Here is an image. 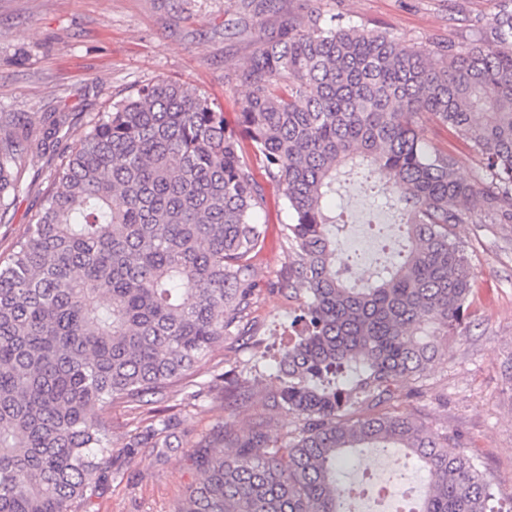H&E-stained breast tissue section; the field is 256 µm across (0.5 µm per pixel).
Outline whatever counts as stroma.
<instances>
[{
    "instance_id": "stroma-1",
    "label": "stroma",
    "mask_w": 512,
    "mask_h": 512,
    "mask_svg": "<svg viewBox=\"0 0 512 512\" xmlns=\"http://www.w3.org/2000/svg\"><path fill=\"white\" fill-rule=\"evenodd\" d=\"M346 21L380 27L423 50L438 38L463 39L448 12V0H326ZM308 0H281L280 11L251 14L237 0H0V113L29 118L40 129L44 113L99 112L164 76L189 84L216 99L229 128L237 126L242 87L225 73L247 62L260 40L274 32L283 15L305 11ZM421 136L430 150L458 160L462 180L477 181L480 157L453 130L429 114L420 117ZM54 162L34 154L26 163V189L0 221V256L22 237L39 209ZM265 204L257 212L266 238L255 258L257 303L250 334L227 341L190 385L159 403L160 415L174 423L170 452L150 449L128 454L125 444L140 420L112 407V471L78 512H177L194 485L191 454L218 423L232 417L239 432L256 418L273 431L294 430L298 421L275 410L279 381L271 360L301 298L273 289L270 274L287 260L282 229L289 216L277 184L264 182ZM329 206L342 213L340 236L362 231L369 218L384 234L397 235L391 214L375 210L362 178L341 186ZM471 256L474 282L469 322L453 336L434 330L439 353L423 376L404 383L394 401L399 411L425 425L427 433L455 436L460 452L478 457L492 481L495 504L512 507V382L503 366L512 358V224L477 215L458 225ZM248 381L249 402L235 413L224 408L222 373Z\"/></svg>"
}]
</instances>
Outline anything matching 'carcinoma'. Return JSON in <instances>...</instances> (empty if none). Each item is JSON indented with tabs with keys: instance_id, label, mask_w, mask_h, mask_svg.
I'll use <instances>...</instances> for the list:
<instances>
[{
	"instance_id": "obj_1",
	"label": "carcinoma",
	"mask_w": 512,
	"mask_h": 512,
	"mask_svg": "<svg viewBox=\"0 0 512 512\" xmlns=\"http://www.w3.org/2000/svg\"><path fill=\"white\" fill-rule=\"evenodd\" d=\"M322 2L225 74L245 90L238 130L209 95L159 78L86 116L59 153L27 235L0 258V512H77L111 472L106 410L154 413L224 340L249 334L266 225L243 138L291 212L272 286L304 302L274 403L300 425L276 433L259 418L241 435L225 420L199 442L178 512H346L343 464L366 449L428 471L415 512H492L477 459L393 401L437 356L426 327L448 336L468 318L472 264L455 227L477 208L512 223V0L470 43L426 53ZM424 112L478 150L479 181L426 149ZM72 126L52 112L35 139L30 122L0 113V219L25 190L27 157L56 151ZM347 169L379 174L399 205L404 243L366 279L336 266L327 200ZM247 392L224 381L229 407ZM214 441L231 453L210 454ZM147 444L171 448L168 419L127 447Z\"/></svg>"
}]
</instances>
